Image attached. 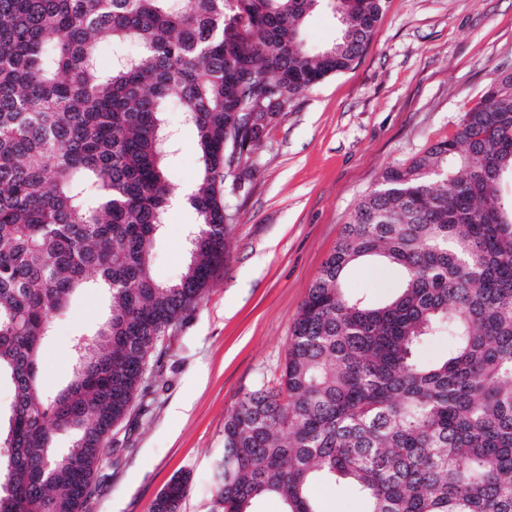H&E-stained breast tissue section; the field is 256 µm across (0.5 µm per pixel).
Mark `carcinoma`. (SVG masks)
Listing matches in <instances>:
<instances>
[{"instance_id": "1", "label": "carcinoma", "mask_w": 512, "mask_h": 512, "mask_svg": "<svg viewBox=\"0 0 512 512\" xmlns=\"http://www.w3.org/2000/svg\"><path fill=\"white\" fill-rule=\"evenodd\" d=\"M384 0H0V512H86L112 465V428L137 399L164 336L224 264L225 197L251 182L265 128L251 118L351 68ZM341 24L311 51L308 17ZM112 45V67L98 55ZM137 52H126L128 45ZM195 127L189 262L162 284L154 250L174 192L171 92ZM232 177L226 183V177ZM512 73L452 137L386 168L323 263L294 321L279 385L224 418L210 512H318L312 482L352 484L367 512H512ZM376 258L403 272L382 304L343 274ZM109 293L76 335L54 396L42 351L73 296ZM448 337L426 364L420 348ZM72 445L54 448L55 434ZM189 477L148 512H180Z\"/></svg>"}]
</instances>
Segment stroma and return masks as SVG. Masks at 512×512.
Wrapping results in <instances>:
<instances>
[{"label": "stroma", "instance_id": "stroma-1", "mask_svg": "<svg viewBox=\"0 0 512 512\" xmlns=\"http://www.w3.org/2000/svg\"><path fill=\"white\" fill-rule=\"evenodd\" d=\"M512 72V0H386L353 69L328 75L274 115L252 181L227 196L236 214L228 253L204 298L165 337L153 363L147 412L132 410L112 431L121 452L86 512H147L175 476L189 474L180 512H209L208 484L224 448V417L247 390L276 386L291 328L345 224L381 172L451 137L459 118L500 74ZM171 178L175 196L155 250L157 281L187 258L194 212L180 197L197 179L196 132L178 110ZM401 273L378 260L352 266L347 292L379 304ZM108 314L102 290L77 293L45 349L41 384L71 379V338ZM321 512H365L355 490L319 479Z\"/></svg>", "mask_w": 512, "mask_h": 512}]
</instances>
